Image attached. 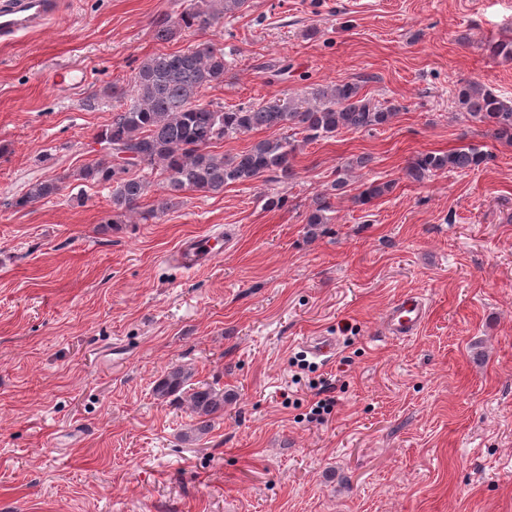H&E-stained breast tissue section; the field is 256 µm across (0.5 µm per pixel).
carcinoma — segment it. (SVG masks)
<instances>
[{
	"instance_id": "cac0c4a2",
	"label": "carcinoma",
	"mask_w": 512,
	"mask_h": 512,
	"mask_svg": "<svg viewBox=\"0 0 512 512\" xmlns=\"http://www.w3.org/2000/svg\"><path fill=\"white\" fill-rule=\"evenodd\" d=\"M249 7V0H189L183 9L157 22L154 37L161 42L187 31L217 25ZM227 66L224 49L203 41L175 52L145 56L126 84L108 83L99 96L112 101V113L96 135L103 145L100 154L83 165L76 177L109 189L112 214L104 225L132 224V217L148 221L173 207L186 192L219 194L231 184H246L261 178L284 182L293 174L299 143L331 137L341 130L370 131L389 124L396 108H382L362 94L357 82L317 87L311 96L272 97L259 104L224 107L203 101L204 92L224 84ZM458 103L468 118L486 125L498 141L512 145V100L478 82H470L458 93ZM287 128L288 137L262 139L250 149L234 155L216 154L215 145L226 139L260 129ZM302 140H297V135ZM491 156L476 146H463L447 153H419L409 162L407 175L416 182L442 170H474ZM148 170L162 177L163 195L157 207L146 212L138 205L151 192V183L131 174ZM66 177L36 180L11 202L15 208L57 196ZM389 182L363 184L355 196L367 205L391 192ZM329 193L316 195L306 223L326 224L331 211ZM192 373L172 367L155 386L154 393L167 397L184 390ZM197 419V430L211 428L213 416L224 410V394L206 386L188 395Z\"/></svg>"
}]
</instances>
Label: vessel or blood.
I'll list each match as a JSON object with an SVG mask.
<instances>
[{"mask_svg":"<svg viewBox=\"0 0 512 512\" xmlns=\"http://www.w3.org/2000/svg\"><path fill=\"white\" fill-rule=\"evenodd\" d=\"M65 0H0V44L7 45L17 39L39 31L56 20L62 13ZM46 80L57 87H80L85 83L81 69L50 66ZM226 241L191 237L181 242L176 258L183 266L199 268L221 256L227 250ZM428 309L418 298L407 297L393 312L388 332L397 337L414 335L426 319Z\"/></svg>","mask_w":512,"mask_h":512,"instance_id":"1","label":"vessel or blood"}]
</instances>
